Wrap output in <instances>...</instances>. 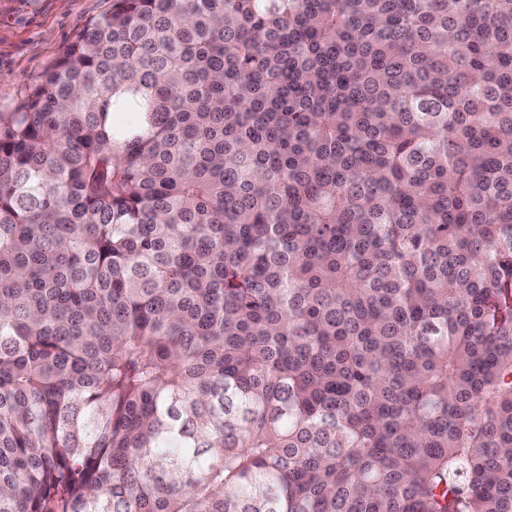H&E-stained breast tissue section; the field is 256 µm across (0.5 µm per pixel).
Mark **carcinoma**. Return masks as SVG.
I'll list each match as a JSON object with an SVG mask.
<instances>
[{"label": "carcinoma", "mask_w": 512, "mask_h": 512, "mask_svg": "<svg viewBox=\"0 0 512 512\" xmlns=\"http://www.w3.org/2000/svg\"><path fill=\"white\" fill-rule=\"evenodd\" d=\"M0 512H512V0H112L0 112Z\"/></svg>", "instance_id": "cac0c4a2"}]
</instances>
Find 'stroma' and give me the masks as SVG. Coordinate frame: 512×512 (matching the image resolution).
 I'll list each match as a JSON object with an SVG mask.
<instances>
[{
  "instance_id": "obj_1",
  "label": "stroma",
  "mask_w": 512,
  "mask_h": 512,
  "mask_svg": "<svg viewBox=\"0 0 512 512\" xmlns=\"http://www.w3.org/2000/svg\"><path fill=\"white\" fill-rule=\"evenodd\" d=\"M112 0H0V112H11Z\"/></svg>"
}]
</instances>
